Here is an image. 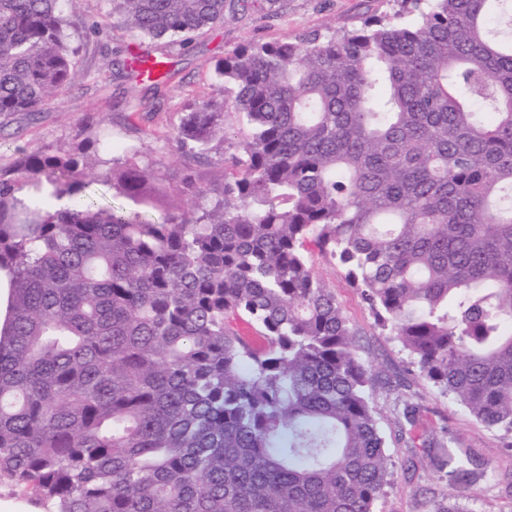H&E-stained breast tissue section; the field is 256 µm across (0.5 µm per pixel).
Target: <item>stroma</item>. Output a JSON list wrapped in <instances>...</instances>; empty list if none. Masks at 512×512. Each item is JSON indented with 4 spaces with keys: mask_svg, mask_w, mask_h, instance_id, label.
I'll return each instance as SVG.
<instances>
[{
    "mask_svg": "<svg viewBox=\"0 0 512 512\" xmlns=\"http://www.w3.org/2000/svg\"><path fill=\"white\" fill-rule=\"evenodd\" d=\"M392 11V0H248L246 6L225 12L223 25L199 35L189 48L140 38L115 26L83 46V70L61 99L32 114H0V169L36 150L79 148L104 169L133 154L173 185L186 169L200 183L220 182L226 159L248 132L237 115H228L225 136L211 143L206 157L179 153L173 137L194 97L223 98L214 66L224 53L250 42L351 28ZM128 46L168 59L174 77L159 84L126 78L122 63ZM313 263L340 301L356 333L359 357L372 374L369 393L391 471V483L374 512H434L451 501L466 512H512V434L485 427L452 395L419 378L397 340L375 325L344 270L318 256ZM409 405L420 409L412 424L403 416ZM425 439L438 447L451 441L472 449L493 480L463 492L449 486L445 474L419 457Z\"/></svg>",
    "mask_w": 512,
    "mask_h": 512,
    "instance_id": "1",
    "label": "stroma"
}]
</instances>
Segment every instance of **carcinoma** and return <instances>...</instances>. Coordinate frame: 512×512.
I'll return each instance as SVG.
<instances>
[{"mask_svg": "<svg viewBox=\"0 0 512 512\" xmlns=\"http://www.w3.org/2000/svg\"><path fill=\"white\" fill-rule=\"evenodd\" d=\"M0 0V114L65 94L114 19L184 45L246 0ZM358 27L248 43L174 135L249 136L210 187L38 150L0 171V485L41 512H373L385 440L336 294L345 269L419 375L512 432V0H393ZM249 322L255 347L237 323ZM448 484L470 448L426 454ZM111 9L112 4L107 0H77L68 10V15H73L77 23L88 26Z\"/></svg>", "mask_w": 512, "mask_h": 512, "instance_id": "carcinoma-1", "label": "carcinoma"}]
</instances>
